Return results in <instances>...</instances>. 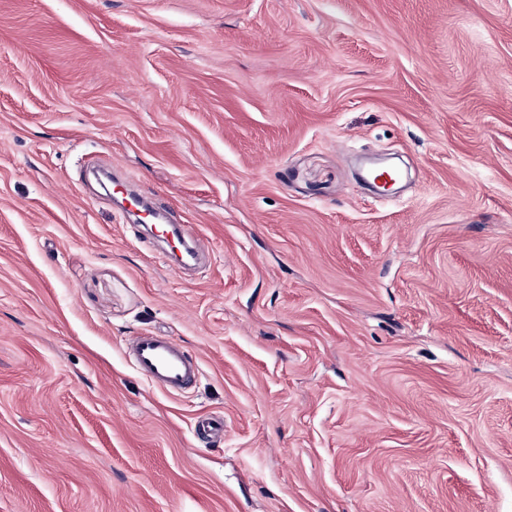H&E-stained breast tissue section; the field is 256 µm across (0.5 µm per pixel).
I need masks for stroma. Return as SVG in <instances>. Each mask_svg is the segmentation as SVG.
Wrapping results in <instances>:
<instances>
[{
  "mask_svg": "<svg viewBox=\"0 0 512 512\" xmlns=\"http://www.w3.org/2000/svg\"><path fill=\"white\" fill-rule=\"evenodd\" d=\"M0 512H512V0H0ZM135 368L147 381L168 394L191 389L200 375V365L175 338L142 334L127 346Z\"/></svg>",
  "mask_w": 512,
  "mask_h": 512,
  "instance_id": "obj_1",
  "label": "stroma"
}]
</instances>
